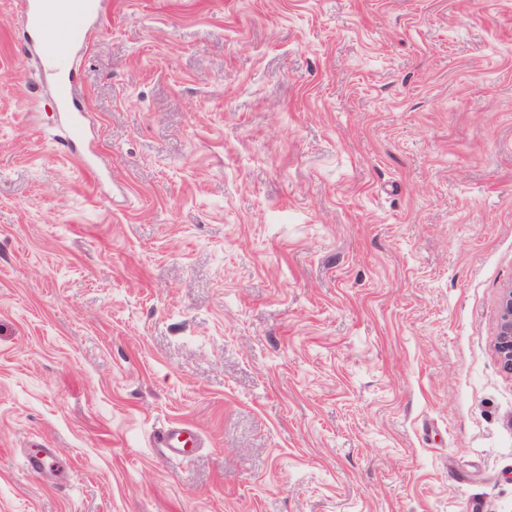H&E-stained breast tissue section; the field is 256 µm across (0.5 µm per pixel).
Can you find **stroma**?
<instances>
[{"mask_svg": "<svg viewBox=\"0 0 512 512\" xmlns=\"http://www.w3.org/2000/svg\"><path fill=\"white\" fill-rule=\"evenodd\" d=\"M64 54L77 155L0 0V512H512V0H104ZM495 351L508 372H512V289L503 296L500 321L494 343ZM190 424H175L168 427L159 437V444L166 449L168 457L184 459L189 451L186 448L191 438Z\"/></svg>", "mask_w": 512, "mask_h": 512, "instance_id": "35a3bbf8", "label": "stroma"}]
</instances>
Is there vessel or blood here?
<instances>
[{
    "mask_svg": "<svg viewBox=\"0 0 512 512\" xmlns=\"http://www.w3.org/2000/svg\"><path fill=\"white\" fill-rule=\"evenodd\" d=\"M101 6L100 0H24L26 24L30 38L40 56L59 75L56 96L61 111L68 116L74 130L72 144L83 140L82 114L68 62L61 56L63 46L83 42L91 17ZM191 437L188 425L175 424L159 437L167 456L186 458Z\"/></svg>",
    "mask_w": 512,
    "mask_h": 512,
    "instance_id": "1",
    "label": "vessel or blood"
}]
</instances>
